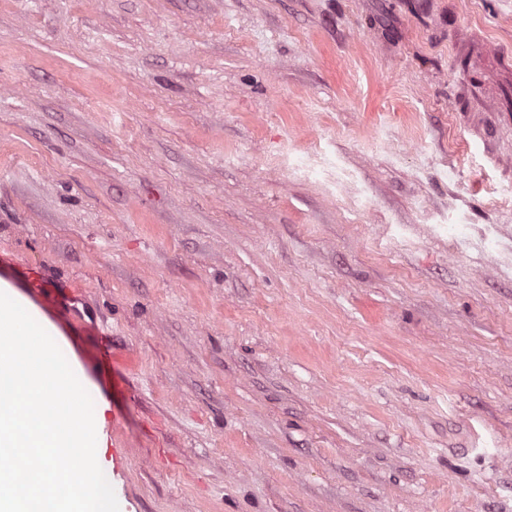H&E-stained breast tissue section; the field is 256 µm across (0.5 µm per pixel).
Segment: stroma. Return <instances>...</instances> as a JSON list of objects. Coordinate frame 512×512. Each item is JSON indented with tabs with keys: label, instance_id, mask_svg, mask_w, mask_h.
I'll use <instances>...</instances> for the list:
<instances>
[{
	"label": "stroma",
	"instance_id": "35a3bbf8",
	"mask_svg": "<svg viewBox=\"0 0 512 512\" xmlns=\"http://www.w3.org/2000/svg\"><path fill=\"white\" fill-rule=\"evenodd\" d=\"M473 31L512 45V0H0V280L99 397L117 500L512 512V179L454 110Z\"/></svg>",
	"mask_w": 512,
	"mask_h": 512
}]
</instances>
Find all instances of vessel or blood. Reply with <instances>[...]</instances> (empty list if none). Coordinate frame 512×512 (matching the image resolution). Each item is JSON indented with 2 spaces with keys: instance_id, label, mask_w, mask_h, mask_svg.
Wrapping results in <instances>:
<instances>
[{
  "instance_id": "vessel-or-blood-1",
  "label": "vessel or blood",
  "mask_w": 512,
  "mask_h": 512,
  "mask_svg": "<svg viewBox=\"0 0 512 512\" xmlns=\"http://www.w3.org/2000/svg\"><path fill=\"white\" fill-rule=\"evenodd\" d=\"M454 58L463 66V92L456 101L463 128L472 141L504 165L511 144H501V136L512 139V52L490 48L483 38L469 34L455 41Z\"/></svg>"
}]
</instances>
